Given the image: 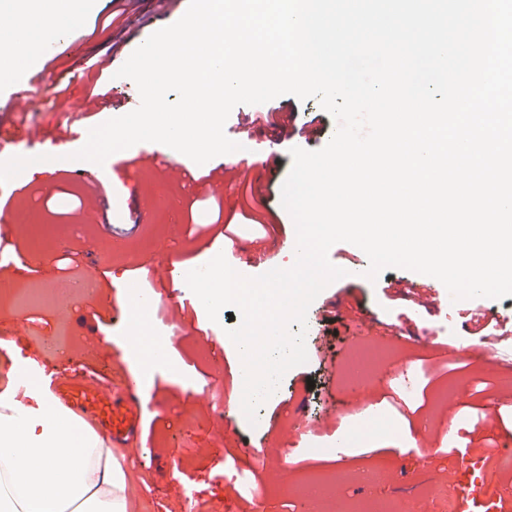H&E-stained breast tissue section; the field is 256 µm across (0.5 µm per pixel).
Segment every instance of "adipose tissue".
I'll return each mask as SVG.
<instances>
[{"mask_svg":"<svg viewBox=\"0 0 512 512\" xmlns=\"http://www.w3.org/2000/svg\"><path fill=\"white\" fill-rule=\"evenodd\" d=\"M90 0H28L4 24L25 38L33 17L49 21ZM71 416L40 396L30 406L0 396V512H127L128 488L97 433L74 434Z\"/></svg>","mask_w":512,"mask_h":512,"instance_id":"obj_1","label":"adipose tissue"}]
</instances>
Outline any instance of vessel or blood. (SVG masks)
<instances>
[{"label":"vessel or blood","mask_w":512,"mask_h":512,"mask_svg":"<svg viewBox=\"0 0 512 512\" xmlns=\"http://www.w3.org/2000/svg\"><path fill=\"white\" fill-rule=\"evenodd\" d=\"M42 78V72L28 73L22 89L12 92L9 97H0V112L22 114L44 110L46 102L39 92ZM134 162L143 168L165 167L171 178L178 181L186 180L189 175L184 163L155 151H139ZM15 226L11 214H0V252L6 255L5 262L0 263V288L4 290L12 288L15 279L29 269L28 258L13 241ZM50 391L112 443L126 441L141 428L144 397L135 381H127L125 388L114 394L105 388L98 376L86 375L76 381H56ZM478 464V458L469 454L461 455L457 461L448 491L458 503V512H512L511 489L485 484L479 495L471 494L473 470Z\"/></svg>","instance_id":"vessel-or-blood-1"}]
</instances>
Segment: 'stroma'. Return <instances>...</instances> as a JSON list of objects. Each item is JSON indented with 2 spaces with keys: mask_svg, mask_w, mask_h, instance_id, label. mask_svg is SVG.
Returning a JSON list of instances; mask_svg holds the SVG:
<instances>
[{
  "mask_svg": "<svg viewBox=\"0 0 512 512\" xmlns=\"http://www.w3.org/2000/svg\"><path fill=\"white\" fill-rule=\"evenodd\" d=\"M141 0L137 17H129L119 0H97L93 12L66 19L57 29L55 56L40 52L45 37L33 30L24 44L6 42L18 51L28 70H46L47 88L67 85L65 96L51 97L44 112L23 117L0 115V126L16 121L45 127L42 145L30 150L12 141L0 143V159L50 155L49 165L28 166L0 184V198L24 227L19 249L37 261L24 283L53 288L65 280L69 261H96L98 272L89 290L61 307L49 302L34 311L0 304V336L12 334L19 316L28 329L17 338L25 356L39 361L52 377H79L105 370L112 391H119L129 374L122 344L129 332L125 302L133 292L155 293L159 300L152 326L174 366L150 376V412L137 437L114 448L130 484L129 512H318L311 488L329 486L331 505L366 504L380 508L420 499L428 512H448V481L459 454L484 451L486 482L512 481L499 469L496 426L512 429V407L491 421L486 397L496 391V374L479 352L487 338L501 332L499 319L512 315V296L452 300L442 283H435L437 301L418 304L392 291L394 282L417 279V272L389 268L377 281L364 273L366 254L340 242L328 253L330 262L347 275L329 284L309 307L307 364L290 369L277 395L260 408L256 423L242 412L243 367L225 330L237 320L211 322L204 309L174 313L164 287L152 275L155 261L169 260L176 272L196 269L216 255L233 260V244L245 242L264 253L265 261L242 266L247 277L274 267H288L295 257L288 244L294 223L281 204L289 174L290 148L319 150L333 137L337 123L326 117L316 136L293 137L277 146V159L261 158V179H241L228 172V157L191 165L192 174L224 170V190L202 195L190 184L173 180L165 168L137 169L129 165L133 149L111 154L98 165L74 159L89 129L125 115L140 104L133 80L116 77L127 56L152 33L166 27ZM123 46L106 73L114 106L100 116L84 118L79 110L89 97L77 76L86 64L109 55L113 43ZM77 135L66 142L56 136L64 126ZM97 196L87 209L88 196ZM153 202L147 218H139L141 199ZM226 222L218 231L216 220ZM94 240L87 254L86 240ZM405 324L402 334L389 335L393 324ZM75 336L70 358L50 353L42 338L56 330ZM112 336L105 344L104 336ZM385 339L393 348L389 363L374 364L368 342ZM221 393L222 410L210 396ZM457 399V431L445 435L448 401ZM232 430H225V421ZM277 437L280 445L260 455L261 442ZM291 474L282 478L281 465ZM238 495H231L230 486Z\"/></svg>",
  "mask_w": 512,
  "mask_h": 512,
  "instance_id": "obj_1",
  "label": "stroma"
}]
</instances>
